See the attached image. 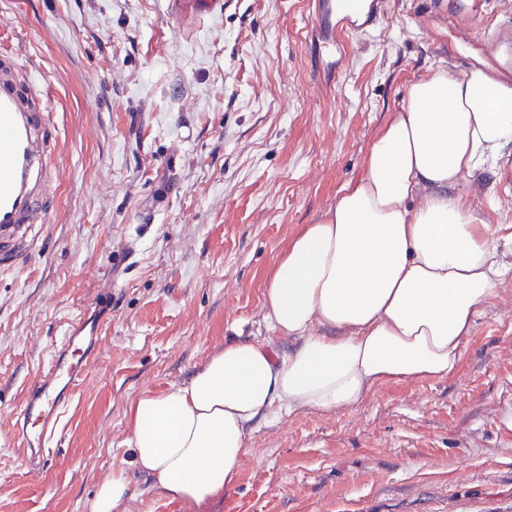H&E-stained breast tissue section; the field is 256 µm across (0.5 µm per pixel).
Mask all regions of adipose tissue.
I'll use <instances>...</instances> for the list:
<instances>
[{
	"label": "adipose tissue",
	"instance_id": "adipose-tissue-1",
	"mask_svg": "<svg viewBox=\"0 0 512 512\" xmlns=\"http://www.w3.org/2000/svg\"><path fill=\"white\" fill-rule=\"evenodd\" d=\"M510 147L502 72L438 70L412 83L363 175L268 273L265 317L293 349L231 338L188 382L130 402L131 460L98 485L90 512H126L137 475L169 501L203 503L235 485L261 420L448 377L476 315L512 278V232L477 219L455 187L497 169Z\"/></svg>",
	"mask_w": 512,
	"mask_h": 512
}]
</instances>
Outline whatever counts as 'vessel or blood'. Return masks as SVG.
<instances>
[{
  "label": "vessel or blood",
  "instance_id": "b4317fda",
  "mask_svg": "<svg viewBox=\"0 0 512 512\" xmlns=\"http://www.w3.org/2000/svg\"><path fill=\"white\" fill-rule=\"evenodd\" d=\"M383 0H308L309 34L327 70L345 51L344 35L374 26ZM48 91L35 88L27 67L0 48V260L17 263L28 243L24 229L52 223V189L58 127ZM101 323L79 317L56 346L47 371L29 389L16 418L20 444L33 476L45 468V449L74 391L84 365L99 349Z\"/></svg>",
  "mask_w": 512,
  "mask_h": 512
}]
</instances>
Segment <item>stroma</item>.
Wrapping results in <instances>:
<instances>
[{"label": "stroma", "instance_id": "stroma-1", "mask_svg": "<svg viewBox=\"0 0 512 512\" xmlns=\"http://www.w3.org/2000/svg\"><path fill=\"white\" fill-rule=\"evenodd\" d=\"M307 0H223L213 15L165 0H0V38L59 110L52 223L0 268V512H88L129 459L128 405L186 382L225 338L272 342L262 293L287 240L364 172L368 146L437 69L494 63L512 0H388L329 77ZM467 11L486 34L470 48ZM512 225V162L458 188ZM107 302L41 476L13 415L69 325ZM512 512V280L483 307L455 370L389 381L356 408L261 421L236 485L170 502L136 477L128 512Z\"/></svg>", "mask_w": 512, "mask_h": 512}]
</instances>
